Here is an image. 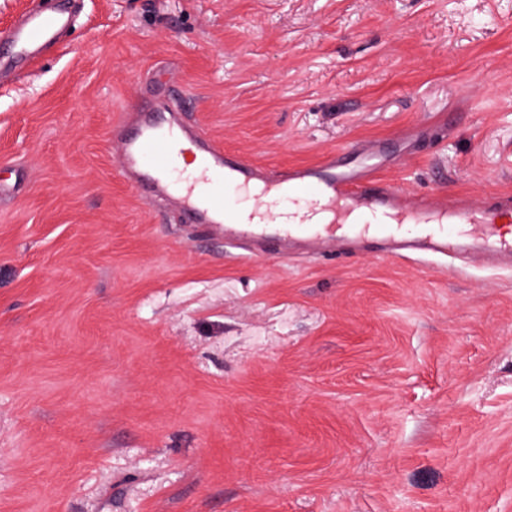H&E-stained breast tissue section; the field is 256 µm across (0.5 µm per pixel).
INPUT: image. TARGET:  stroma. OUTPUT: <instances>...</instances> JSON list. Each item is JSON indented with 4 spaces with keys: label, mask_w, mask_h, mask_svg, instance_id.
<instances>
[{
    "label": "stroma",
    "mask_w": 512,
    "mask_h": 512,
    "mask_svg": "<svg viewBox=\"0 0 512 512\" xmlns=\"http://www.w3.org/2000/svg\"><path fill=\"white\" fill-rule=\"evenodd\" d=\"M74 11L0 76V512H512L511 265L256 262L137 197L112 138L171 71L254 163L382 139L405 196L512 190V0Z\"/></svg>",
    "instance_id": "obj_1"
}]
</instances>
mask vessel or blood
Masks as SVG:
<instances>
[{"label": "vessel or blood", "mask_w": 512, "mask_h": 512, "mask_svg": "<svg viewBox=\"0 0 512 512\" xmlns=\"http://www.w3.org/2000/svg\"><path fill=\"white\" fill-rule=\"evenodd\" d=\"M65 21V0L30 15L7 34L0 72L17 68L34 49L53 42ZM124 125L118 165L131 173L136 193L147 199L169 195L188 222L232 229L261 243L253 260H263L265 248L293 239L310 241L322 255L339 256L344 241L353 236L385 242L389 256L475 246L489 255L512 257V232L504 228L512 220L511 192L453 207L428 195L406 199L381 174L387 161L381 141L352 153L339 148L283 173L206 142L194 127L161 122L153 98L144 95L128 109ZM188 153L196 170L187 181L174 183L170 174ZM229 189L250 200L251 220H241L227 206ZM291 196L304 198L310 209L299 220H280L275 209Z\"/></svg>", "instance_id": "1"}]
</instances>
